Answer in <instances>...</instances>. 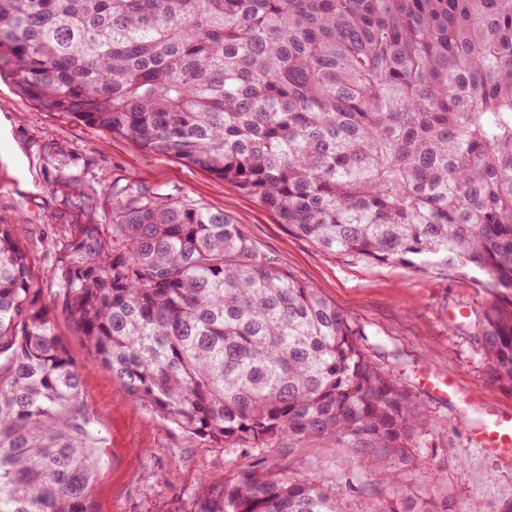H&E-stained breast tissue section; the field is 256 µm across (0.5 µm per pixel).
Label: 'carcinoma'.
I'll return each instance as SVG.
<instances>
[{"label":"carcinoma","instance_id":"cac0c4a2","mask_svg":"<svg viewBox=\"0 0 512 512\" xmlns=\"http://www.w3.org/2000/svg\"><path fill=\"white\" fill-rule=\"evenodd\" d=\"M224 180L345 263L475 272L512 389V0H0V75ZM58 307L135 402L226 448L321 439L393 466L430 421L348 315L241 225L130 181L74 224ZM102 438L16 224H0V512H97ZM275 464L179 512H343ZM367 512H414L398 491Z\"/></svg>","mask_w":512,"mask_h":512}]
</instances>
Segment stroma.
Masks as SVG:
<instances>
[{"instance_id":"35a3bbf8","label":"stroma","mask_w":512,"mask_h":512,"mask_svg":"<svg viewBox=\"0 0 512 512\" xmlns=\"http://www.w3.org/2000/svg\"><path fill=\"white\" fill-rule=\"evenodd\" d=\"M83 175V195L69 185ZM136 180L167 193L180 191L241 224L281 267L315 288L386 348L381 364L423 406L432 422L435 449L390 471L359 463V493L345 495L344 512H365L372 499L403 491L417 512H504L512 504V464L478 453L470 430L484 416L480 401L512 408V389L500 384L472 323L488 295L474 277L448 270L417 272L397 263L347 264L289 233L274 211L213 175L145 149L71 115L49 112L0 78V224L20 223L30 276L43 303L55 306L54 255L76 224H99L112 189ZM63 336L82 382L86 413L102 438L101 471L92 497L97 512H178L201 478L220 484L241 470L275 462L292 472L338 478L348 454L335 444L306 440L295 448L249 453L205 438H189L174 424L138 406L123 384L88 353L64 315ZM452 375L468 399L466 421L435 401L421 385L426 372Z\"/></svg>"}]
</instances>
